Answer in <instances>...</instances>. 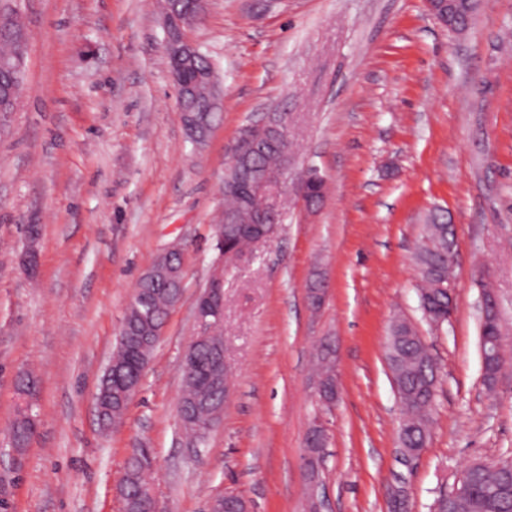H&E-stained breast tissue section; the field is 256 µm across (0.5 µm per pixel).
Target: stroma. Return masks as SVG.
Masks as SVG:
<instances>
[{"label": "stroma", "mask_w": 512, "mask_h": 512, "mask_svg": "<svg viewBox=\"0 0 512 512\" xmlns=\"http://www.w3.org/2000/svg\"><path fill=\"white\" fill-rule=\"evenodd\" d=\"M31 47L18 109L0 113V512H122L135 446L150 450L161 512H206L234 490L251 512H432L466 465L512 459V0H488L457 34L426 0H208L190 39L224 105L203 147L187 138L162 44L160 0H24ZM288 115L294 171L316 167L323 204L283 193L271 242L224 269L231 394L200 449L178 421L180 359L213 262L228 148ZM456 229L455 309L423 318L413 256L433 209ZM183 250L184 296L123 421L102 430L94 394L144 269ZM322 275L319 309L307 302ZM492 291L503 366L482 379L480 304ZM439 367L421 456L399 453L386 359L394 319ZM336 349L338 397L313 386ZM39 381L36 431L10 445L16 380ZM327 447L304 478L316 423Z\"/></svg>", "instance_id": "1"}]
</instances>
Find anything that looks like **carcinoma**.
Listing matches in <instances>:
<instances>
[{"mask_svg":"<svg viewBox=\"0 0 512 512\" xmlns=\"http://www.w3.org/2000/svg\"><path fill=\"white\" fill-rule=\"evenodd\" d=\"M11 5L0 8V59L12 57L18 47L21 32L11 19ZM473 11L464 2L458 5L451 31L460 32L471 22ZM211 86L207 79L200 78L195 83V93L185 100V105L193 110H207L210 107ZM278 152L268 146L259 149L248 166L228 165L224 177L255 181L268 169L278 166ZM232 215L236 223L220 222L223 235L216 237V250L240 253L250 246L248 232L254 226V204L231 192L224 193L222 216ZM424 242L415 254L421 285L419 287L421 311H429L435 317H448V289L451 284L452 261L449 254L454 250L455 233L442 210H433L424 225ZM183 288L179 280H171L158 275L154 278H141L137 282L136 296L126 311L118 343L112 352V370L116 372V383L140 382L144 370L153 354L154 347L142 351L143 362L136 364L127 348L126 340L130 332H146L156 324L165 322L169 312L170 297ZM501 323L496 306L488 308L481 316L480 340L485 342L486 351L495 354L496 367L502 366L500 351ZM387 351L393 353V363L389 364L396 380L402 385L401 405L404 417L399 431V442L404 448H424L430 434L429 411L435 401L438 368L429 354L423 340L417 335L408 334V322L397 319L392 325L387 342ZM333 349L324 345L318 352L317 374L336 383L333 364ZM204 388L196 381L183 384V393L178 403V414L183 433L192 435L204 442L208 436L205 424L209 411L204 407H194L192 400L200 397ZM33 404L22 402L18 417L13 422L10 433L14 447L24 448L33 433ZM465 489L453 500L448 493L439 494L435 501V512H512V463L488 464L477 461L466 468ZM123 484L132 488V494L122 498L123 512H147V499L141 491L147 490L148 472L136 456L127 462Z\"/></svg>","mask_w":512,"mask_h":512,"instance_id":"cac0c4a2","label":"carcinoma"}]
</instances>
